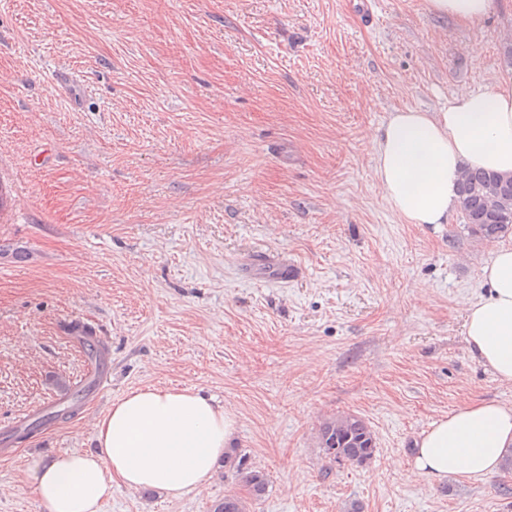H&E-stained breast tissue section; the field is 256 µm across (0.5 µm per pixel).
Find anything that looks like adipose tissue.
Wrapping results in <instances>:
<instances>
[{
    "label": "adipose tissue",
    "mask_w": 512,
    "mask_h": 512,
    "mask_svg": "<svg viewBox=\"0 0 512 512\" xmlns=\"http://www.w3.org/2000/svg\"><path fill=\"white\" fill-rule=\"evenodd\" d=\"M375 175L384 198L410 224H444L460 204L465 168L512 174V87L457 89L447 111L394 112L376 137ZM486 297L467 304L470 352L512 383V246L482 270ZM236 432L223 406L190 389L151 386L113 402L95 423L98 447L27 462L21 481L42 512H102L113 487L161 490L176 499L208 482ZM512 449V405L469 401L432 423L412 471L439 482L479 481Z\"/></svg>",
    "instance_id": "adipose-tissue-1"
}]
</instances>
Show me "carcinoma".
<instances>
[{
  "label": "carcinoma",
  "mask_w": 512,
  "mask_h": 512,
  "mask_svg": "<svg viewBox=\"0 0 512 512\" xmlns=\"http://www.w3.org/2000/svg\"><path fill=\"white\" fill-rule=\"evenodd\" d=\"M459 192L465 224L476 240L494 242L512 234V175L468 169L461 175ZM317 440L324 457L334 463L362 466L376 452L373 431L364 419L351 413L323 418ZM224 465L239 477L246 494L226 492L213 512H251L252 502L267 492V473L238 449L224 456Z\"/></svg>",
  "instance_id": "cac0c4a2"
}]
</instances>
